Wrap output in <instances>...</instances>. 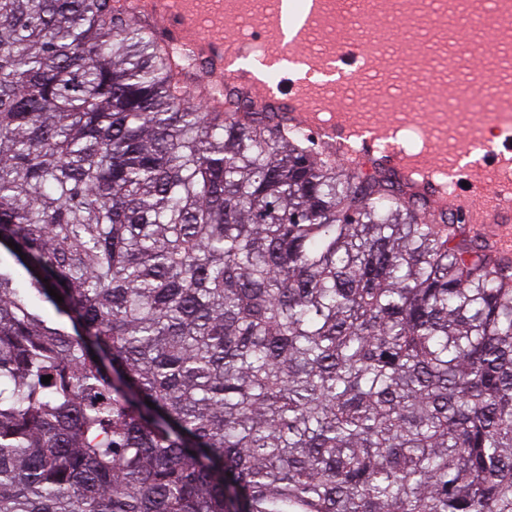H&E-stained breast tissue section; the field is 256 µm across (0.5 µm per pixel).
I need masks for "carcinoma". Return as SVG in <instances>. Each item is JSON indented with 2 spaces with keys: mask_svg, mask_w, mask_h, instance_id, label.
Wrapping results in <instances>:
<instances>
[{
  "mask_svg": "<svg viewBox=\"0 0 512 512\" xmlns=\"http://www.w3.org/2000/svg\"><path fill=\"white\" fill-rule=\"evenodd\" d=\"M184 76L0 0V512H512V265Z\"/></svg>",
  "mask_w": 512,
  "mask_h": 512,
  "instance_id": "obj_1",
  "label": "carcinoma"
}]
</instances>
